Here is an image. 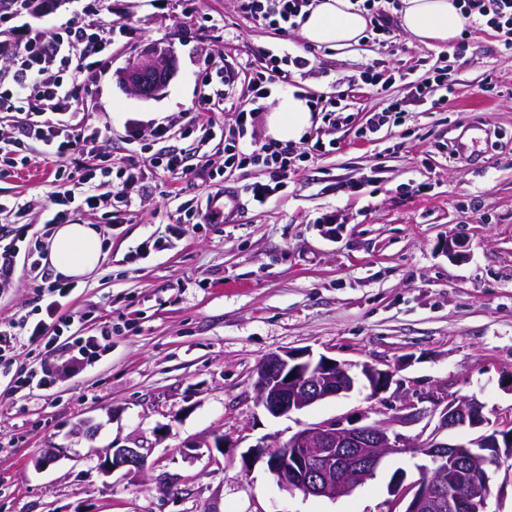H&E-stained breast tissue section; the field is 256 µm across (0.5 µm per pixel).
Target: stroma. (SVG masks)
<instances>
[{
	"label": "stroma",
	"mask_w": 512,
	"mask_h": 512,
	"mask_svg": "<svg viewBox=\"0 0 512 512\" xmlns=\"http://www.w3.org/2000/svg\"><path fill=\"white\" fill-rule=\"evenodd\" d=\"M100 20L131 28L98 80L76 95L85 122L109 129L104 148L113 158L146 161L145 198L75 217L105 223V258L64 299L74 318L64 334L108 335L107 354L46 390H17L0 377V512H394L392 473L418 480L423 455H390L374 477L330 499L281 489L265 463L244 468L241 454L305 424L429 410L437 397L476 400L494 425L512 418V49L488 26L449 45L419 43L396 23L386 37L316 47L299 30L254 23L238 0H196L191 12L184 0H48L41 12L0 19V42L9 44L0 69L27 31ZM151 43L173 47L177 72L145 99L119 75ZM264 49L308 58L309 96L338 99L344 122L333 127L315 113L292 145L298 156L318 141L329 152L299 158L285 191L264 207L243 205L234 223L171 233L177 207L211 191L201 168H223L228 185L268 180L263 167H223L232 107ZM223 65L239 74L212 114L220 135L183 137L203 94L201 74ZM366 69L379 74L378 85L361 81ZM439 69L452 92L428 112L408 83ZM395 102L403 106L396 121L366 140L367 120ZM161 127L168 137H157ZM170 149L186 152L188 173L150 166ZM29 155L0 177V199L28 206L21 224L0 213V234L19 248L13 281L0 292V323L35 314L42 283L29 265L52 233L41 205L57 164ZM330 211L335 223H319ZM455 238L465 242L457 258L445 250ZM305 348L392 369L393 383L372 400L354 394L272 417L255 401L257 364ZM87 418L94 436H75ZM216 431L225 446L212 454L203 442ZM188 441L201 444L190 459ZM114 444L146 450L140 476L101 474L92 453ZM50 445L60 454L45 466L40 455Z\"/></svg>",
	"instance_id": "1"
}]
</instances>
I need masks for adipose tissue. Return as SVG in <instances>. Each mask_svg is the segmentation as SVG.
<instances>
[{"label": "adipose tissue", "instance_id": "1", "mask_svg": "<svg viewBox=\"0 0 512 512\" xmlns=\"http://www.w3.org/2000/svg\"><path fill=\"white\" fill-rule=\"evenodd\" d=\"M402 26L417 41L448 44L460 35L463 18L457 0H402ZM367 26L350 0H317L301 24L303 40L314 46L359 43ZM313 122L308 100L295 90L281 94L267 117L268 133L298 141ZM47 261L56 275L79 280L91 276L103 258L100 231L93 224H59L48 239Z\"/></svg>", "mask_w": 512, "mask_h": 512}]
</instances>
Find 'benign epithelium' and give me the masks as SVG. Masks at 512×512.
<instances>
[{
	"mask_svg": "<svg viewBox=\"0 0 512 512\" xmlns=\"http://www.w3.org/2000/svg\"><path fill=\"white\" fill-rule=\"evenodd\" d=\"M176 70V57L168 47L150 46L144 55L128 64L122 79L141 97L151 98L166 88ZM393 377L390 369L338 362L325 355L314 357L309 350L271 353L256 367L253 383L256 403L270 415L280 417L302 411L318 402L346 396L354 391L370 390L372 399L387 391ZM426 412L410 411L388 420L346 424L334 420L306 425L283 443L260 442L242 455L244 467L263 460L277 483L290 493L336 499L365 483L397 453L415 449L428 458L420 467L423 478L404 483L398 473L390 487L394 505L402 512H486L493 494L492 477L479 471L491 457L512 458V422L484 433L487 418L482 406L471 399L451 398L440 410L438 430L467 428L474 437L457 443L421 440L410 443L394 430L396 425H412ZM205 447L224 452V435L212 434L205 444L190 441L184 448ZM148 454L139 448L112 447L99 456L98 468L106 475L118 470L137 477L144 472ZM475 471L464 484L448 486V462Z\"/></svg>",
	"mask_w": 512,
	"mask_h": 512,
	"instance_id": "7a95c632",
	"label": "benign epithelium"
}]
</instances>
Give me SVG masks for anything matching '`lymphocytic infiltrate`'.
Instances as JSON below:
<instances>
[{"label": "lymphocytic infiltrate", "mask_w": 512, "mask_h": 512, "mask_svg": "<svg viewBox=\"0 0 512 512\" xmlns=\"http://www.w3.org/2000/svg\"><path fill=\"white\" fill-rule=\"evenodd\" d=\"M313 4L314 0H240V9L254 21L286 33L296 28L298 19L305 17ZM460 9L466 28L489 23L503 34H512V0H460ZM128 29V24L113 21L69 26L54 35L41 31L29 34L13 68L0 72V112L15 111L21 103L28 106L16 135L8 137L6 145H0V176L14 168L18 155L27 145L40 144L42 154L61 160L91 152L94 144L105 140L106 134L101 129L77 122L70 84L96 81L114 38ZM308 64V59L302 56L265 52L261 70L255 71L250 81L246 105L236 108L239 139L227 149L225 166L245 168L261 164L270 171L268 182H254L243 188L253 207L264 206L284 189L291 166V149L285 143L247 140L248 128L253 125L256 113L265 108L273 88L294 85ZM109 176L117 179L112 194L99 193L98 180ZM143 177V167L137 160L116 161L107 152L97 153L94 163L56 170L52 188L46 195L45 222L68 223L76 202L91 211L104 208L112 199L131 206L130 191L142 184ZM40 276L47 284V298L39 318L25 314L0 324L1 376L9 372L11 355L20 338H27L31 343L61 341L64 327L71 324L70 317L62 312V300L73 291V284L53 277L46 267L41 269Z\"/></svg>", "instance_id": "lymphocytic-infiltrate-1"}]
</instances>
